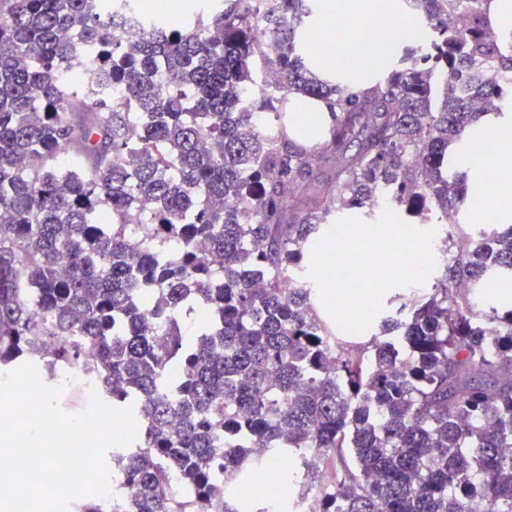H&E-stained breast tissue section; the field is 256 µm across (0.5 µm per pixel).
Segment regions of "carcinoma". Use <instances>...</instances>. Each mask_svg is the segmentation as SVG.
Returning a JSON list of instances; mask_svg holds the SVG:
<instances>
[{
	"label": "carcinoma",
	"mask_w": 512,
	"mask_h": 512,
	"mask_svg": "<svg viewBox=\"0 0 512 512\" xmlns=\"http://www.w3.org/2000/svg\"><path fill=\"white\" fill-rule=\"evenodd\" d=\"M130 2L9 0L0 20V374L81 366L57 336L93 345L102 396L139 424L110 452L137 495L108 512H266L225 496L248 471L290 485L265 469L274 457L318 481L332 465L336 480L297 491L319 512H472L476 498L512 512V306L471 294L512 286V225L440 235L430 292L392 295L362 346L329 331L307 277L348 214L439 224L478 198L450 148L485 155L481 119L512 112L495 0H401L421 27L360 92L307 62L316 0L202 5L124 46L100 15ZM258 58L274 85L254 78ZM82 61L100 83L80 109ZM292 94L333 109L324 146ZM315 166L334 210L307 193ZM385 184L394 196L372 204Z\"/></svg>",
	"instance_id": "1"
}]
</instances>
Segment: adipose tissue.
<instances>
[{"label": "adipose tissue", "instance_id": "ef3b65f1", "mask_svg": "<svg viewBox=\"0 0 512 512\" xmlns=\"http://www.w3.org/2000/svg\"><path fill=\"white\" fill-rule=\"evenodd\" d=\"M398 13V0H319L315 31L309 37L310 53L319 73L340 71L350 89H360L364 70L384 67L391 49L401 41V30L392 25ZM344 18L366 20L370 38L354 39L338 25ZM493 138L496 151L491 164L501 173L494 186V208L512 211V127L496 129Z\"/></svg>", "mask_w": 512, "mask_h": 512}]
</instances>
